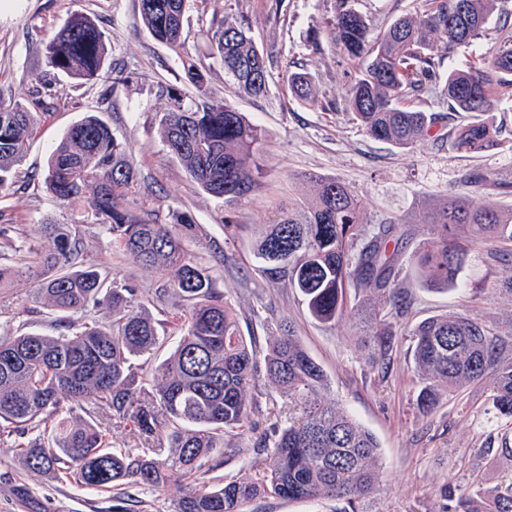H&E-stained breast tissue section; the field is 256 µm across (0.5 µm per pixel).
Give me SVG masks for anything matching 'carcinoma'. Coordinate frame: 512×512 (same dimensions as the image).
Returning a JSON list of instances; mask_svg holds the SVG:
<instances>
[{
    "label": "carcinoma",
    "instance_id": "cac0c4a2",
    "mask_svg": "<svg viewBox=\"0 0 512 512\" xmlns=\"http://www.w3.org/2000/svg\"><path fill=\"white\" fill-rule=\"evenodd\" d=\"M192 0H137L148 33L177 56L193 91L158 81L150 93L167 101L159 135L173 156L208 194L224 202V234L240 238L250 225L238 221L241 201L259 185L264 135L233 105L211 98L210 67L185 50L184 22ZM505 36L488 44L477 61L450 68L443 60L484 35L492 17ZM512 10L503 0H417L414 12L395 19L376 36L370 20L336 0L328 21L333 41L358 62V74L343 96L366 135L410 149L429 134L439 115L414 106L431 91L454 112H488L498 89L512 84ZM210 55L224 67L237 92L250 98L268 92L272 61L248 30L228 19L209 23ZM108 37L91 17L72 11L40 41L45 66L55 77L104 83L101 102L129 72L111 78L105 67ZM288 87L300 99L312 95L306 73L290 71ZM39 115L21 102L0 104V195L16 183ZM497 143L481 119L456 130L450 146L481 151ZM127 143L100 116L88 113L70 125L51 150L43 174L47 191L68 204L86 202V220L104 226L112 246L134 262L172 274L171 286L192 301L178 324L170 355L154 376L151 397L139 381L133 358L159 343L161 321L135 309V289L110 281L96 268L76 269L81 252L65 224H43L50 242L41 249L0 228V287L15 276L34 280V298L57 314L56 334H0V436H14L11 450L31 471H53L88 489L108 490L126 481L160 491L175 482L194 487L172 512H245L260 495L288 500L336 498L356 512L355 500L379 484L376 437L325 398L328 379L293 331L269 337L265 378L286 400L288 423L263 434L257 447L271 449L262 475L223 486L197 484L205 463L233 450L250 424L259 373L252 340L242 334L235 308L214 288L208 269L185 247L195 231L192 215L170 209L145 219L119 200L137 182ZM310 194L288 208L252 243L254 256L271 276L285 275L312 318L334 324L358 316L373 346L372 363L384 365L394 349L397 324L412 307L410 285L398 278L409 264L422 284L448 286L463 266L468 246L500 243L498 259H512V207L502 208L469 193L444 198L416 225L403 220L371 225L363 198L349 185L306 175ZM112 307V321L89 323L91 306ZM421 387L416 405L431 412L445 394L474 383L490 392L501 417L512 422V336L491 331L464 314L428 317L409 330ZM87 405L128 427L133 448L106 442L98 427L74 416ZM50 427L42 431L40 427ZM40 433L31 438L34 430ZM442 512H512V476L486 487L473 476L455 494L444 485Z\"/></svg>",
    "mask_w": 512,
    "mask_h": 512
}]
</instances>
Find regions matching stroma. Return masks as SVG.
<instances>
[{
	"instance_id": "1",
	"label": "stroma",
	"mask_w": 512,
	"mask_h": 512,
	"mask_svg": "<svg viewBox=\"0 0 512 512\" xmlns=\"http://www.w3.org/2000/svg\"><path fill=\"white\" fill-rule=\"evenodd\" d=\"M335 8L336 0H284L279 8L272 0H203L187 14L186 47L192 55L203 58L208 53L203 20L228 17L248 27L256 44L274 59L268 93L260 98L238 96L222 66L215 63L210 68L212 96L244 112L265 133L263 178L238 208L241 223L256 232L272 223L282 210L301 201L304 188L299 178L308 173L351 186L363 196L367 216L375 223L422 218L437 200L466 190L465 177L474 171L512 182L511 86L499 89L491 111L483 115L499 130V144L479 153L450 146V134L470 115L449 111L436 95L423 96L420 107L441 113L444 119L410 150L374 140L348 112L328 109V102L341 100L358 72L332 41L327 22ZM72 10L91 15L111 37V59L136 74L131 85L119 88L103 114L129 144L140 173L139 185L122 199V206L145 218L156 210L189 211L196 232L187 248L237 310L243 335L255 337L262 349L279 325H289L324 370L329 398L377 437L380 487L358 501L357 512H440L441 486L463 491L475 469L489 487L511 475L512 459L491 457L490 451L505 442L512 444V427L498 416L485 389L471 387L450 395L429 415L418 410L419 383L407 334L410 325L424 318L453 313L477 317L498 334L512 333V299L490 291L492 284L503 283L511 273L495 259L499 243L489 240L474 246L456 285L449 289L414 284L413 305L398 329L390 365L379 370L358 341L353 315L333 325L315 321L287 277L264 272L249 239L225 236L221 201L204 193L164 150L158 121L166 102L150 94L149 87L159 80L182 87V72L174 52L146 33L136 0H0V103L32 101L45 72L40 39L45 31L62 25ZM295 62L303 63L308 74L313 89L309 99L294 97L284 80ZM99 91L96 85L52 83L47 113L19 168L18 181L0 198V226H15L16 236L39 245L41 224L71 225L85 265L106 268L112 279L132 284L138 306L156 319L172 321L187 303L170 289L168 276L112 249L104 227L79 222L83 205L56 200L32 178L44 170L66 128L97 109ZM34 288L33 279L20 277L0 289V332L54 334L55 315L35 301ZM287 418L284 399L266 381H258L251 414L255 433L221 466H203L202 481L220 486L261 473L269 465L270 453L257 448L256 436ZM185 490L181 483L162 491L134 484L114 492L85 489L64 477L30 472L11 450H0V512H112L116 495L133 512H171ZM341 507L333 498L296 501L262 496L249 504L248 512H340Z\"/></svg>"
}]
</instances>
